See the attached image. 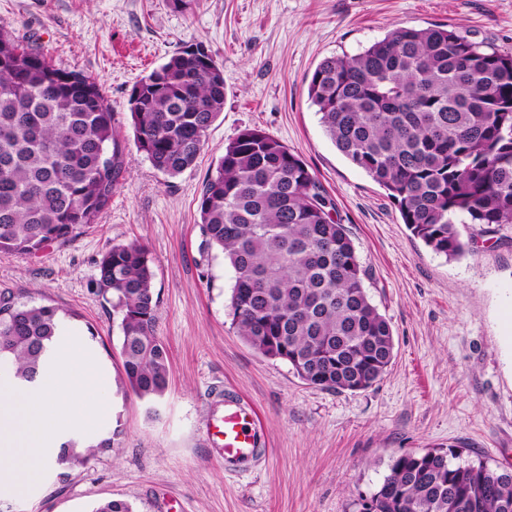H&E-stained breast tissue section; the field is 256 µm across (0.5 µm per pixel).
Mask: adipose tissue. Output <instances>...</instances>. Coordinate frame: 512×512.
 Wrapping results in <instances>:
<instances>
[{
  "instance_id": "1",
  "label": "adipose tissue",
  "mask_w": 512,
  "mask_h": 512,
  "mask_svg": "<svg viewBox=\"0 0 512 512\" xmlns=\"http://www.w3.org/2000/svg\"><path fill=\"white\" fill-rule=\"evenodd\" d=\"M111 412L101 370L74 338L58 345L36 388L0 379V488L17 492L36 483L60 431L95 426Z\"/></svg>"
}]
</instances>
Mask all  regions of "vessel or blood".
I'll list each match as a JSON object with an SVG mask.
<instances>
[{
	"label": "vessel or blood",
	"instance_id": "obj_1",
	"mask_svg": "<svg viewBox=\"0 0 512 512\" xmlns=\"http://www.w3.org/2000/svg\"><path fill=\"white\" fill-rule=\"evenodd\" d=\"M223 446L218 454L226 471L241 473L266 460L269 450L255 410L235 396L224 398V418L218 426Z\"/></svg>",
	"mask_w": 512,
	"mask_h": 512
}]
</instances>
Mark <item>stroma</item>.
<instances>
[{"label":"stroma","instance_id":"obj_1","mask_svg":"<svg viewBox=\"0 0 512 512\" xmlns=\"http://www.w3.org/2000/svg\"><path fill=\"white\" fill-rule=\"evenodd\" d=\"M0 20L100 84L124 159L96 224L39 255L0 259V296L77 313L66 330L90 337L106 373L115 447L68 477L48 468L24 492L0 493V512H92L108 498L134 512H356L393 457L451 445L462 460L512 470V224L461 225L472 254H435L336 149L307 95L323 59L355 54L396 24H451L511 52L512 0H199L187 13L166 0H0ZM199 42L223 64L224 111L196 167L170 178L137 152L127 101L143 76ZM247 127L306 162L356 246L394 338L392 364L368 389L307 385L232 324L234 272L204 249L197 204L225 145ZM136 240L153 257L157 334L171 362L154 404L123 393L120 333L95 287L102 253ZM228 392L256 407L270 449L244 473L225 471L206 431Z\"/></svg>","mask_w":512,"mask_h":512}]
</instances>
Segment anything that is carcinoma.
Instances as JSON below:
<instances>
[{
	"label": "carcinoma",
	"mask_w": 512,
	"mask_h": 512,
	"mask_svg": "<svg viewBox=\"0 0 512 512\" xmlns=\"http://www.w3.org/2000/svg\"><path fill=\"white\" fill-rule=\"evenodd\" d=\"M308 99L326 134L382 186L413 236L449 259L472 252L460 224H512V53L456 27H394L354 55L322 60ZM137 151L175 177L195 165L224 110L223 64L185 46L133 87ZM114 112L99 85L0 21V258L34 256L97 223L123 164ZM335 204L302 158L263 129L245 128L205 177L198 214L205 244L235 273L232 324L306 384L365 390L394 357L388 320ZM150 250L114 245L98 261V293L120 329L127 388L152 403L168 387L157 336ZM62 310L0 299V364L34 388L63 338ZM112 429L68 434L58 476L112 453ZM452 448L392 459L358 512H512V472L457 461Z\"/></svg>",
	"instance_id": "obj_1"
}]
</instances>
